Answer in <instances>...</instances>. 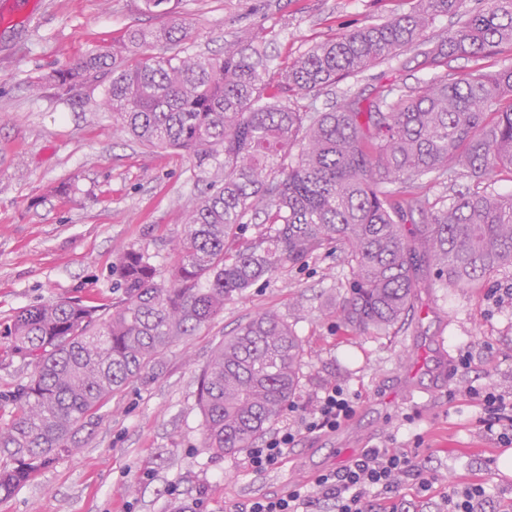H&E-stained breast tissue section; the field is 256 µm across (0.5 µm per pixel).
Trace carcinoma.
I'll list each match as a JSON object with an SVG mask.
<instances>
[{"label": "carcinoma", "mask_w": 512, "mask_h": 512, "mask_svg": "<svg viewBox=\"0 0 512 512\" xmlns=\"http://www.w3.org/2000/svg\"><path fill=\"white\" fill-rule=\"evenodd\" d=\"M463 0H416L407 13L313 46L282 72L258 46L220 56L182 47L131 64L91 53L49 81L64 92L100 77L115 134L187 151L205 165L224 153V180L189 212L168 282L144 248H129L113 274L124 297L112 311L59 299L19 310L11 354L31 366L4 402L0 495L8 497L81 433L112 395L141 380L176 340L224 311V301L285 265L328 248L344 280L340 323L354 335L401 327L423 288H482L512 269V67L477 65L456 77L455 55L487 57L512 45V0L486 11ZM459 13L446 37H427L440 14ZM416 49L435 76L378 88L363 106L331 112L301 100ZM471 184L429 199L428 183ZM266 230L243 240L248 222ZM416 229L409 233L406 225ZM303 340L273 313L238 328L202 369L198 404L204 447L251 448L295 397Z\"/></svg>", "instance_id": "carcinoma-1"}]
</instances>
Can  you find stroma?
Masks as SVG:
<instances>
[{
    "instance_id": "1",
    "label": "stroma",
    "mask_w": 512,
    "mask_h": 512,
    "mask_svg": "<svg viewBox=\"0 0 512 512\" xmlns=\"http://www.w3.org/2000/svg\"><path fill=\"white\" fill-rule=\"evenodd\" d=\"M28 18L0 0V394L30 369L6 353L5 332L21 308L58 299L106 307L123 291L111 267L144 247L160 277L174 265L172 243L206 183L224 178V158L205 166L180 150H151L115 135L101 86L65 93L47 77L91 52L131 61L167 50L165 16L143 0H30ZM415 0H170L192 51L220 55L227 43L264 46L275 68L313 46L409 12ZM416 51L404 52L321 93L328 112L380 84L428 79ZM342 268L318 253L234 295L210 323L174 342L146 378L117 393L81 434L0 512H243L254 500L349 465L362 449H418L437 481L428 494L404 483L392 498L410 512H440L454 487L481 484L486 512H512V446L484 427V410L452 389L495 385L512 393V272L485 288L422 292L405 325L388 336H355L339 323ZM270 312L304 343L300 387L278 425L296 427L279 464L247 470L244 453L217 457L202 446L198 405L203 366L240 324ZM471 364L461 368V354ZM344 389L352 417L310 433L301 418L316 394Z\"/></svg>"
}]
</instances>
